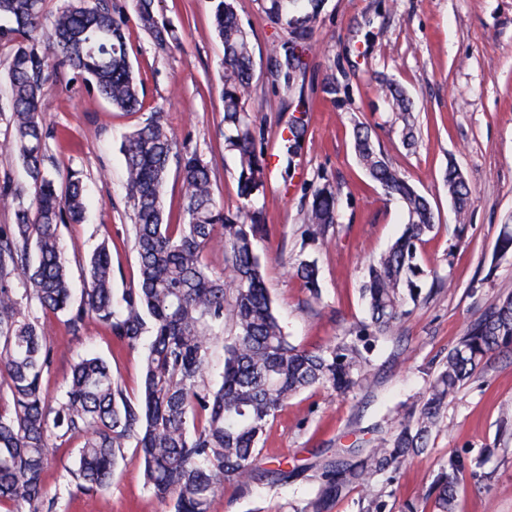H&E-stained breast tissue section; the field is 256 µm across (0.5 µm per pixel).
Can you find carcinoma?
Wrapping results in <instances>:
<instances>
[{
  "label": "carcinoma",
  "instance_id": "1",
  "mask_svg": "<svg viewBox=\"0 0 512 512\" xmlns=\"http://www.w3.org/2000/svg\"><path fill=\"white\" fill-rule=\"evenodd\" d=\"M139 27L154 51L167 53L178 36L159 20L154 0H131ZM44 0H0V45L9 49L8 124L11 139L0 151L18 158L33 192L10 179L0 181V204L13 211L14 223L0 224V388L12 407L0 409V506H29L53 512L43 472L50 441L84 437L78 458L67 467L68 482L81 493L107 488L126 449L134 448L145 485L173 502V512H210L224 484L246 485L264 479L286 484L296 470H261L257 460L268 424L288 399L310 388L345 393L363 380L365 353L382 337L394 335L409 306L421 299L428 273L418 263V246L436 217L429 200L395 169L362 124L354 148L369 177L404 206V230L368 267L362 296L369 322L350 330L333 345L306 350L291 344L276 315L254 241L269 233L266 209L250 205L264 186V145L269 128L248 110L254 79V52L235 0H214L212 27L223 45L224 149L237 160L236 208L215 197L213 162L188 143L177 145L161 113L129 134L121 145L125 199L139 278L136 287L115 296L112 254L100 242L80 266L85 288L72 301L71 276L62 249L63 228L85 218L87 197L75 170L58 181L47 167L46 142L55 132L42 122L46 87L55 70L85 80L98 95L122 111L136 110L142 86L130 61L126 5L66 0L51 22L42 47ZM324 0H261L267 18L286 32L268 61L271 82L291 89L306 68V56ZM402 123L404 143H415L412 102L405 91L388 86ZM282 130L280 151L292 159L306 133V105ZM180 179L183 220L165 219L163 195L171 166ZM448 196L460 212L472 191L450 164ZM302 246L325 240L338 227L340 189L327 181L303 188ZM224 251V271L207 263L206 252ZM495 256L512 257V224L502 225ZM295 275L310 298L320 300L315 262L300 259ZM36 303L45 314H62L76 336L94 320L121 347L135 349L144 337L143 391L131 398L111 366L89 354L71 367L67 388L55 408L46 404L43 376L56 349L44 323L23 314ZM224 337L220 382L210 380L215 341ZM512 345V293L498 297L448 352L446 362L412 408L408 420L355 462L333 460L322 472V488L304 512H329L348 487L365 489L375 474L395 473L410 458L428 451L429 436L448 399L480 369L495 350ZM468 468L448 456L427 497L434 512H454L457 479Z\"/></svg>",
  "mask_w": 512,
  "mask_h": 512
}]
</instances>
